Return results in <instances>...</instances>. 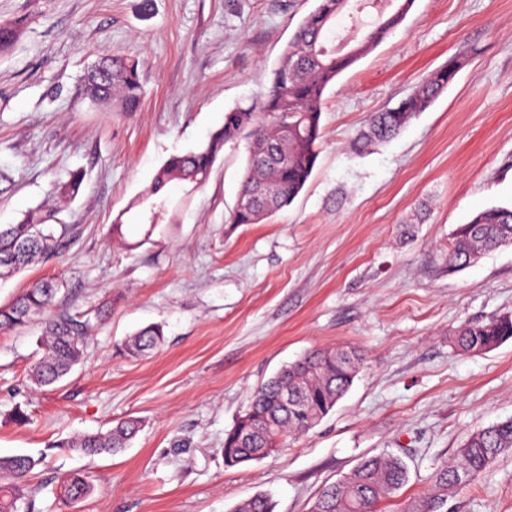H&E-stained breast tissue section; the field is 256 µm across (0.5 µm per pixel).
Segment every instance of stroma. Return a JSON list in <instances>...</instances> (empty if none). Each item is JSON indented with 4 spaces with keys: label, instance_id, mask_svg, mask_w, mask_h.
<instances>
[{
    "label": "stroma",
    "instance_id": "1",
    "mask_svg": "<svg viewBox=\"0 0 512 512\" xmlns=\"http://www.w3.org/2000/svg\"><path fill=\"white\" fill-rule=\"evenodd\" d=\"M316 0H0L20 22L0 54V225L52 205L53 183L85 178L61 212L62 257L0 276V304L57 280L73 313L107 306L82 359L60 382L29 379L37 328L0 331V457H42L33 512H233L256 494L273 512H309L326 485L383 450L409 481L382 512H402L473 431L512 419V340L464 353L454 332L512 314V246L449 269L451 234L478 210L512 207V0H415L403 24L326 94L324 137L291 205L260 224L228 217L244 144L225 146L176 225L152 236L112 220L174 153L201 146L225 112L267 86ZM120 53L143 60L134 112L84 92L85 70ZM454 80L388 143L356 154L369 113L396 106L450 58ZM158 324L164 342L128 358L126 336ZM360 348L350 390L285 451L234 468L224 434L253 391L323 346ZM24 412L25 421L15 419ZM138 417L114 456L62 448L81 432ZM94 486L64 504L59 479ZM448 512H512V454L448 501Z\"/></svg>",
    "mask_w": 512,
    "mask_h": 512
}]
</instances>
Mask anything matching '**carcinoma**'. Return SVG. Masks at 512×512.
I'll return each mask as SVG.
<instances>
[{"instance_id":"carcinoma-1","label":"carcinoma","mask_w":512,"mask_h":512,"mask_svg":"<svg viewBox=\"0 0 512 512\" xmlns=\"http://www.w3.org/2000/svg\"><path fill=\"white\" fill-rule=\"evenodd\" d=\"M397 6L379 11L350 49H338L330 33L336 18L371 0H316L314 9L300 22L284 48L265 91L247 106L224 113V123L195 151L170 156L155 172L141 199L130 208L141 216L144 202L163 204L159 223L176 224L180 205L168 201L166 189L179 182L186 196L205 185L219 153L228 144L247 140L246 170L240 196L229 216L230 224H259L289 206L309 180L323 138L321 125L325 91L336 78L392 35L403 23L414 0H396ZM21 34L19 23H0V52L10 49ZM140 62L121 54L102 59L85 74L87 95L97 104L120 112L137 111L141 97ZM461 66L457 58L426 75L400 101L368 117L350 141L355 153L398 135L419 112L425 110L450 84ZM84 174L70 173L53 187L61 201L76 198ZM53 209L37 207L25 212L16 224L0 225V273L16 272L37 258L61 253L71 230L55 222ZM512 246V207H489L475 213L453 232L448 249V268L467 266L483 254ZM59 285L35 281L11 303L0 305V331L25 327L41 318L42 355L31 370L32 382L45 387L68 375L78 363L92 327L90 318L59 309ZM512 338V316L487 322L464 323L455 331V345L462 352L490 350ZM162 328L149 325L130 335L123 350L143 357L159 348ZM363 361L351 347L320 348L305 353L258 387L247 411L224 437V464L228 468L261 460L288 447L312 431L347 393ZM140 421L126 418L105 432L85 433L62 447L87 456L114 455L130 446L140 431ZM512 453V419L497 422L467 436L458 456L438 465L430 488L404 512H442L448 498L469 485L499 457ZM40 460L17 455L0 458V512H31L33 470ZM409 478L405 462L393 454L362 460L339 482L324 488L311 512H380V504L396 496ZM67 503L88 497L92 486L85 476L62 479ZM234 512H273L271 501L256 495L242 501Z\"/></svg>"}]
</instances>
